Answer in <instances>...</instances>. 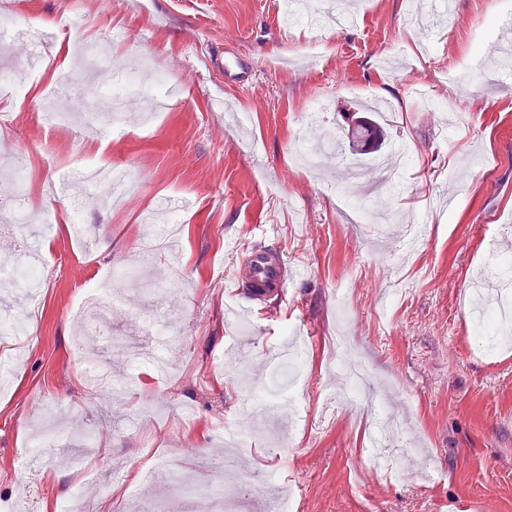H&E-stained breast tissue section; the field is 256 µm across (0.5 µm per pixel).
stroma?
Returning <instances> with one entry per match:
<instances>
[{"label": "stroma", "instance_id": "35a3bbf8", "mask_svg": "<svg viewBox=\"0 0 512 512\" xmlns=\"http://www.w3.org/2000/svg\"><path fill=\"white\" fill-rule=\"evenodd\" d=\"M1 11L52 38L38 78L19 97L0 92L11 116L0 155L28 173L32 215L71 202L86 230L33 227L41 302L26 337H0V356L13 361L0 377V506L56 512L77 486V512H175L197 486L223 484L215 439L262 387L266 400L245 425L238 512L277 497L296 512H512V342L482 351L470 336V283L490 259L487 243L512 245V87L470 69L501 36L487 27L496 0H453L449 13L418 0H355L354 24L326 15L299 28L282 21L279 0H0ZM88 38L109 48L115 74L159 70L180 88L148 124L144 99L131 98L125 138L83 125L86 155L133 176L118 207L62 180L83 157L36 114L55 68L75 67ZM226 48L253 62L249 84L225 85L212 69ZM320 98L331 111L305 125L307 103ZM381 99L385 140L356 164L373 180L400 141L415 163L368 194L374 217L357 222L336 195L347 165H309L298 143L341 139L343 113ZM165 198L184 203L178 247L148 255L138 241ZM406 224L422 225L419 250L402 237ZM251 243L277 247L305 273L250 311L244 339L226 310L244 306L233 280ZM115 269L126 276L111 335L145 345L144 320L163 308L179 332L167 377L131 375L119 356L108 382L83 374L93 356L88 328L71 314L76 291ZM340 325L373 369L355 415L327 399L343 385L329 361ZM299 334L307 366L296 410L271 376L285 337ZM146 398L153 412L143 417ZM378 404L403 428L385 468L368 460ZM39 433L50 463L20 469ZM151 448L183 470L185 485L141 478ZM271 473L278 483H267ZM104 482L112 496L99 494Z\"/></svg>", "mask_w": 512, "mask_h": 512}]
</instances>
